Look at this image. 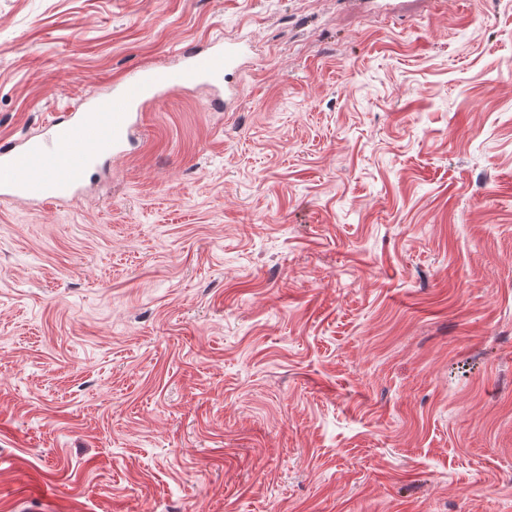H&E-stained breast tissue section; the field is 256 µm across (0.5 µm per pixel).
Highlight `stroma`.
Instances as JSON below:
<instances>
[{"label": "stroma", "instance_id": "stroma-1", "mask_svg": "<svg viewBox=\"0 0 512 512\" xmlns=\"http://www.w3.org/2000/svg\"><path fill=\"white\" fill-rule=\"evenodd\" d=\"M219 35L0 199V512H512V0H0V138ZM218 51L205 59L184 48L176 71L140 68L110 95L93 94L86 104L51 121L49 143L40 137L0 140V199L49 205L75 196L92 163L125 151L138 111L148 102L179 88L190 90L224 72V88L247 57L237 39L215 40Z\"/></svg>", "mask_w": 512, "mask_h": 512}]
</instances>
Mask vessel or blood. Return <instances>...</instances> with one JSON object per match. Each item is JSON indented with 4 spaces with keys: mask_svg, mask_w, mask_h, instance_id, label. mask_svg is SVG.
<instances>
[{
    "mask_svg": "<svg viewBox=\"0 0 512 512\" xmlns=\"http://www.w3.org/2000/svg\"><path fill=\"white\" fill-rule=\"evenodd\" d=\"M209 58L185 47L182 67L161 72L137 69L109 95H92L86 104L51 123L49 140L18 137L0 140V199L49 205L75 196L93 162L125 151L139 110L179 88L192 89L216 76L232 78L242 69L247 48L239 40H219Z\"/></svg>",
    "mask_w": 512,
    "mask_h": 512,
    "instance_id": "vessel-or-blood-1",
    "label": "vessel or blood"
}]
</instances>
